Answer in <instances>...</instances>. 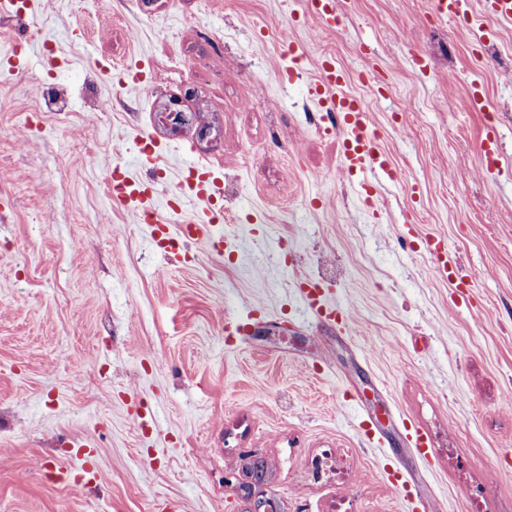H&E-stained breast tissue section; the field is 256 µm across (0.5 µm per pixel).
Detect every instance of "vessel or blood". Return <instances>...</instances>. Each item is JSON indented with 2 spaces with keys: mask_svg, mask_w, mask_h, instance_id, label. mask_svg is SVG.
Masks as SVG:
<instances>
[{
  "mask_svg": "<svg viewBox=\"0 0 512 512\" xmlns=\"http://www.w3.org/2000/svg\"><path fill=\"white\" fill-rule=\"evenodd\" d=\"M305 9L325 29L335 28L340 19L336 13V0H305ZM348 72L334 58H324L318 66V75L309 88V94L320 111L335 120L345 136L340 142L339 156L345 173L358 182L365 198H372L380 180L394 178L390 158L383 149L378 135L369 129V114L361 100L347 89ZM117 200L131 211L138 222L157 227L164 218L154 203L152 182L143 178L123 176L116 184ZM224 192L223 182L213 176L198 175L188 182V195L204 202L201 215L185 219L178 231L182 243L206 242L215 254H222L223 240L216 227L222 223V211L211 203ZM427 251L434 258L435 273L452 280L453 264L448 257L443 238L426 240ZM307 307L325 319L335 316V309L326 300L320 284H311L302 295Z\"/></svg>",
  "mask_w": 512,
  "mask_h": 512,
  "instance_id": "vessel-or-blood-1",
  "label": "vessel or blood"
}]
</instances>
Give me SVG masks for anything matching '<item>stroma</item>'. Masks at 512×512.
<instances>
[{
    "label": "stroma",
    "mask_w": 512,
    "mask_h": 512,
    "mask_svg": "<svg viewBox=\"0 0 512 512\" xmlns=\"http://www.w3.org/2000/svg\"><path fill=\"white\" fill-rule=\"evenodd\" d=\"M336 10L333 30L304 0H41L0 19V60L24 62L0 70V512H405L407 492L425 512H512V25L440 22L432 0ZM327 55L396 170L376 215L317 130L307 86ZM53 85L69 111H40ZM169 101L189 124L165 120ZM145 136L169 150L155 187L161 211L182 203L172 224L193 212L186 169L223 180V257L199 242L171 261L115 201L112 168H138ZM305 279L345 321L305 310ZM366 415L383 447L363 443ZM324 448L346 464L316 479ZM425 246L434 258L435 273L449 282H454L453 262L448 258V249L444 239L435 236L430 237L426 240Z\"/></svg>",
    "instance_id": "1"
}]
</instances>
